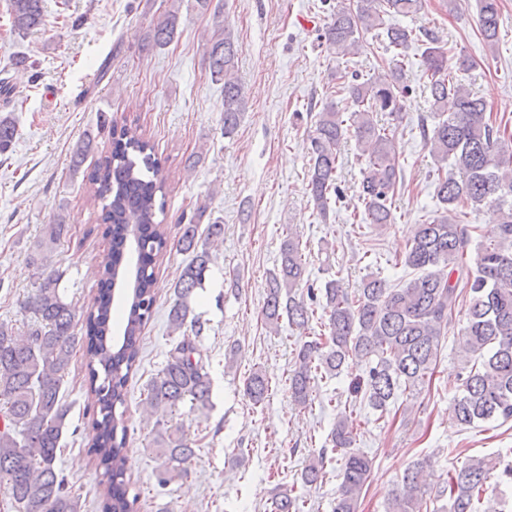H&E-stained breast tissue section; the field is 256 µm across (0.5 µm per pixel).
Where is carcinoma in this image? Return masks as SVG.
Segmentation results:
<instances>
[{
    "instance_id": "obj_1",
    "label": "carcinoma",
    "mask_w": 512,
    "mask_h": 512,
    "mask_svg": "<svg viewBox=\"0 0 512 512\" xmlns=\"http://www.w3.org/2000/svg\"><path fill=\"white\" fill-rule=\"evenodd\" d=\"M422 0H339L323 32L326 44L343 57L364 48L363 33L383 30L386 48L393 51L392 67L361 81L359 75L343 86L353 109L343 114L333 104L317 113L311 138L308 192L319 216L325 218L331 201H339L336 183L341 144L355 137L365 159L358 197L361 221L370 226L394 223L392 200L402 185L395 165L392 130L379 125L377 114L399 116L407 86L401 82L406 50L421 42L424 72L429 81L432 110L438 115L433 128H423L426 144L437 163L435 193L440 212L430 222L416 225L404 256V265L419 272L401 288L381 278H366L351 296L340 281L329 279L321 288H307V297L322 298L324 332L298 344L289 375L295 405L305 409L312 401V383L318 375L339 374L348 361L376 358L354 386L362 400L384 415L398 394L412 391L434 373L440 353L442 325L459 303L467 305V322L459 353L471 363L460 378L450 407L451 419L462 426L512 420V134L493 124L486 105L457 73L471 67L465 56L448 64V48L434 32L389 24L388 17L413 16ZM12 29L25 37L44 26L43 0H9ZM500 0H479L480 34L490 46L499 41ZM178 16L172 11L153 25L152 41L170 44L177 34ZM211 78L224 82L223 133L232 135L244 108L242 87L234 77L236 54L229 28L218 29L206 50ZM111 150L88 178L91 198L101 203L99 220L106 225L110 249L99 260L100 279L91 304L83 313V334L76 331V310L66 300L60 284L64 272L53 257L66 239L70 225L63 216L43 225L29 262L34 268V291L23 303L31 314L22 337L14 325L0 322V482L7 485L18 512H81L80 496L62 469L57 451L69 429L70 409L61 393L64 378L77 352H82L90 392L97 397L88 448L106 478L104 512H137L138 497H129L127 480V427L124 413L126 387L140 356L144 326L156 303L155 268L170 246L190 256L173 288L168 308L172 331L182 332L168 353L163 369L147 384L145 403L150 415L169 423L155 440L162 459L157 482L166 485L187 474L196 456L195 441L182 424L173 421L179 406L188 401L198 411L209 409L211 378L196 358L195 337L202 327L193 314L192 299L203 287L213 263L210 243L224 237V225H207L206 240L198 229L207 206L200 205L181 225L177 240L169 242L166 229L155 221L165 205L162 164L149 139L123 124L109 126ZM18 135L11 114H0V155L8 154ZM96 146L95 138L81 139L71 156L79 169ZM457 169L460 178L445 172ZM495 204L497 224L478 245L475 267L467 262L470 236L462 220L463 208ZM307 268L300 241L287 235L279 264L270 273L262 308L271 328L287 319L301 333L309 330V308L297 294ZM124 280L129 300L124 313L122 342L108 339L113 287ZM190 332H185V329ZM194 336H189V333ZM269 392V381L255 371L244 380V393L256 404ZM357 404L339 411L336 424L322 448L302 473V482L314 485L326 476L328 453L344 457L342 482L334 512H359L371 463L352 445L356 435ZM426 462H416L405 472L399 492L387 512H428L427 497L448 498L444 512H501V486L512 482V463L497 476L482 458H471L448 474V481L430 492L424 478ZM271 512H301L299 498L276 488Z\"/></svg>"
}]
</instances>
